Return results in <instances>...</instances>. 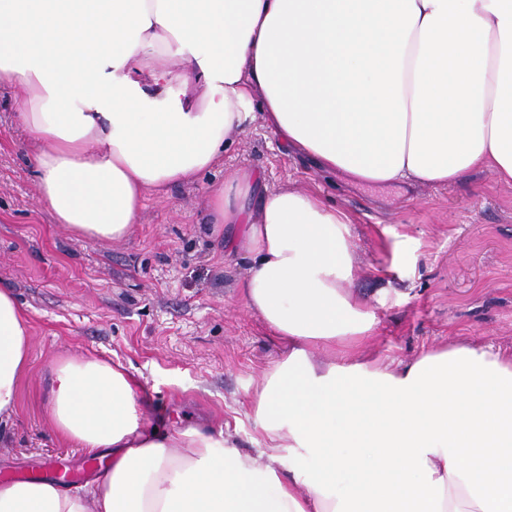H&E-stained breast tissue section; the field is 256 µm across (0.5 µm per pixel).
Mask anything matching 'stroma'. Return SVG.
Listing matches in <instances>:
<instances>
[{
	"instance_id": "1",
	"label": "stroma",
	"mask_w": 512,
	"mask_h": 512,
	"mask_svg": "<svg viewBox=\"0 0 512 512\" xmlns=\"http://www.w3.org/2000/svg\"><path fill=\"white\" fill-rule=\"evenodd\" d=\"M22 94L0 91V288L29 319V363L0 436V481L51 460L83 471L43 402L51 364L99 356L138 380L146 425L223 430L240 451L270 452L249 399L284 350L249 311L237 224H212L203 203L238 170L269 189L320 196L353 220L351 287L376 316L368 356L394 366L456 343L512 354V184L487 168L448 186L350 184L288 149L261 121L234 136L224 163L190 185L147 197L120 241L76 238L38 202L33 136L17 122Z\"/></svg>"
}]
</instances>
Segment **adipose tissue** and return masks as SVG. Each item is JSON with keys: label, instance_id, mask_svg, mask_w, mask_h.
Here are the masks:
<instances>
[{"label": "adipose tissue", "instance_id": "1", "mask_svg": "<svg viewBox=\"0 0 512 512\" xmlns=\"http://www.w3.org/2000/svg\"><path fill=\"white\" fill-rule=\"evenodd\" d=\"M0 88L24 93L40 204L85 239H123L148 196L223 164L253 108L355 183L443 186L480 167L512 183V0H0ZM204 206L242 225L246 305L286 349L252 397L275 453L154 432L132 375L71 357L49 372L51 419L110 463L74 489L0 482V512H512V358L455 344L360 361L375 316L349 287L346 213L248 171ZM29 347L0 289V422Z\"/></svg>", "mask_w": 512, "mask_h": 512}]
</instances>
